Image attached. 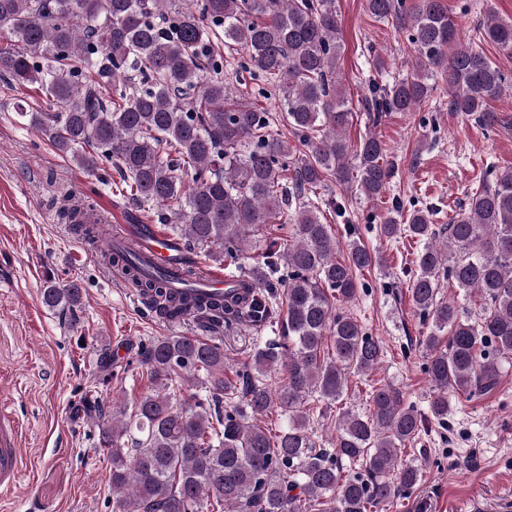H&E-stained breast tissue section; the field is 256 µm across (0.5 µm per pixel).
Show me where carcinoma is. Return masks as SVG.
<instances>
[{
    "label": "carcinoma",
    "instance_id": "1",
    "mask_svg": "<svg viewBox=\"0 0 512 512\" xmlns=\"http://www.w3.org/2000/svg\"><path fill=\"white\" fill-rule=\"evenodd\" d=\"M366 10L408 32L415 60L389 78L385 58L374 56L381 81L370 84L368 129L353 144L355 112L336 73V0H0V77L10 90H34L14 112L58 154L102 180L119 174L144 217L216 263L246 258L252 237L272 224L293 225L290 241L271 237L262 260L237 266L252 287L222 300L170 287L129 247L112 254L162 311L193 310L226 329L275 328L236 371L214 339L142 346L149 392L130 411L117 397L99 403L115 512H383L422 480V464L403 454L424 420L448 424L457 398L495 390L512 363V168L488 163L447 228L428 207L380 221V236L422 245L409 293L426 328V411L376 383L367 411L335 420L331 447L313 440L322 404L342 399L350 377L384 356L382 341L345 308L382 258L354 231L336 240L324 211L342 218L345 201L318 189L334 183L368 201L386 192L394 164L375 132L386 113L417 112L441 87L452 111L492 128V103L505 95L506 76L462 43L445 0H366ZM472 39L512 56V20L491 18ZM240 50L243 71L263 84L259 95L279 99L292 138L274 133L271 113L224 79V52ZM77 215L57 211L60 223L99 241L102 225ZM444 281L484 301L482 314L445 298ZM42 298L74 313L82 289L49 280ZM277 369L284 378L273 387L267 373ZM175 376L203 394L173 399ZM275 409L274 434L261 418Z\"/></svg>",
    "mask_w": 512,
    "mask_h": 512
}]
</instances>
